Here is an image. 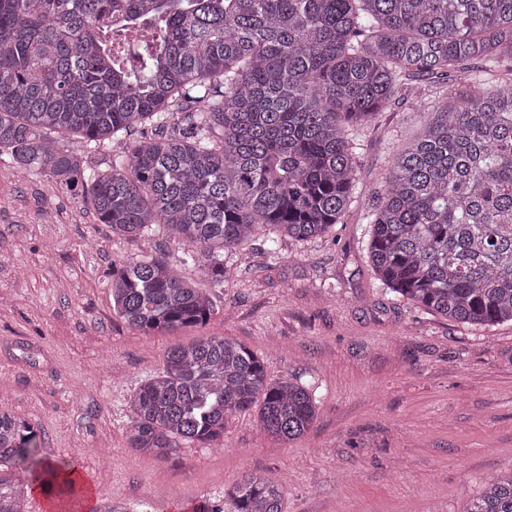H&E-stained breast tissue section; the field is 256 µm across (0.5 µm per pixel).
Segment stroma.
<instances>
[{
    "instance_id": "obj_1",
    "label": "stroma",
    "mask_w": 512,
    "mask_h": 512,
    "mask_svg": "<svg viewBox=\"0 0 512 512\" xmlns=\"http://www.w3.org/2000/svg\"><path fill=\"white\" fill-rule=\"evenodd\" d=\"M389 111L356 127V198L335 240L264 232L216 294L205 327L145 334L112 310L114 263L178 249L165 235L113 237L90 204L0 157V399L36 430L44 456L77 465L90 491L130 512H217L246 473L279 479L285 512H466L487 476L512 466V323L466 327L392 303L367 257L363 217L394 147L434 119L457 82L417 78ZM339 294L326 296L323 286ZM234 338L270 378L315 382L310 431L283 444L257 411L228 418L224 436L169 460L130 451L128 401L165 349L202 334Z\"/></svg>"
}]
</instances>
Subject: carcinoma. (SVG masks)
I'll use <instances>...</instances> for the list:
<instances>
[{
	"label": "carcinoma",
	"instance_id": "1",
	"mask_svg": "<svg viewBox=\"0 0 512 512\" xmlns=\"http://www.w3.org/2000/svg\"><path fill=\"white\" fill-rule=\"evenodd\" d=\"M119 0H0V156L81 188L112 236L158 229L180 255L112 267V310L149 334L208 323L224 255L245 262L258 227L331 234L354 197L347 129L373 123L415 76L459 77L452 105L395 149L365 216L368 258L395 301L467 326L512 322V0H124L148 36L138 65L112 56L101 20ZM141 130L142 139H125ZM108 147L109 168L61 146ZM288 443L316 419V388L271 379L241 342L168 348L128 401L129 448L169 457L224 437L256 403ZM40 438L0 403V512L59 484ZM283 484L250 473L224 512H283ZM468 512H512V467Z\"/></svg>",
	"mask_w": 512,
	"mask_h": 512
}]
</instances>
